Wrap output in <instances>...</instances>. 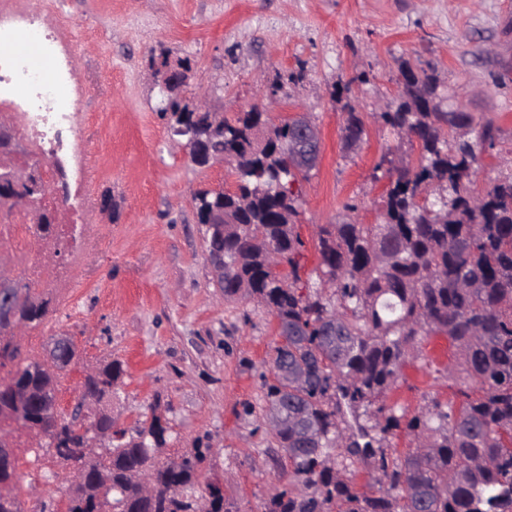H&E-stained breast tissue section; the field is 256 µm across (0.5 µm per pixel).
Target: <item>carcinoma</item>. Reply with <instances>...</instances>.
<instances>
[{"label":"carcinoma","mask_w":512,"mask_h":512,"mask_svg":"<svg viewBox=\"0 0 512 512\" xmlns=\"http://www.w3.org/2000/svg\"><path fill=\"white\" fill-rule=\"evenodd\" d=\"M403 86L375 116L400 140L417 144V163L383 157L388 179L382 221L350 220L316 232L317 265L300 275L305 242L295 217L294 183L275 143L287 130L254 106L213 126L173 97L174 125L188 123L207 150L224 155L235 189L196 197L210 261L224 264V299L253 298L277 320L272 364L288 362V380L266 384L270 443L288 461L287 486L264 512H512V160L493 186L474 188L481 156L497 127L469 112L440 108L436 76L402 70ZM344 146L355 147L364 113L344 105ZM241 213L237 224H208L215 210ZM19 318L37 327L50 300L24 286ZM421 336H444L457 357L447 367L453 397L411 419L385 405L404 366L419 357ZM78 349L38 362L11 343L0 322V369L21 394L0 389V424L27 431L39 450L74 466L68 512H238L220 485L200 482L210 452L195 448L160 458L168 428L157 416L128 435L108 405L123 384V364L104 360L87 373L70 417L56 407L61 373ZM97 428L107 445L85 460L78 426ZM404 429L409 446L388 453V435ZM18 460L0 443V488L13 487ZM360 468L375 475L361 490Z\"/></svg>","instance_id":"cac0c4a2"}]
</instances>
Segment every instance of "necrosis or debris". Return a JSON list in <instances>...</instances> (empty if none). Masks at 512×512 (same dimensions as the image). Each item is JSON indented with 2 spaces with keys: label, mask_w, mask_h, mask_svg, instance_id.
<instances>
[{
  "label": "necrosis or debris",
  "mask_w": 512,
  "mask_h": 512,
  "mask_svg": "<svg viewBox=\"0 0 512 512\" xmlns=\"http://www.w3.org/2000/svg\"><path fill=\"white\" fill-rule=\"evenodd\" d=\"M75 52L38 12L19 0H0V127H8L20 147L0 153V163L33 172L45 187L32 206L0 205V261L11 259L25 280L41 288L77 287L75 258L100 245L75 133L84 88ZM40 154L52 155V164L36 165ZM36 209L54 217L48 253L35 248Z\"/></svg>",
  "instance_id": "necrosis-or-debris-1"
}]
</instances>
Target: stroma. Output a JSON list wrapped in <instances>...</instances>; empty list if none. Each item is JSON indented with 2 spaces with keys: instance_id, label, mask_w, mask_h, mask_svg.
I'll return each mask as SVG.
<instances>
[{
  "instance_id": "1",
  "label": "stroma",
  "mask_w": 512,
  "mask_h": 512,
  "mask_svg": "<svg viewBox=\"0 0 512 512\" xmlns=\"http://www.w3.org/2000/svg\"><path fill=\"white\" fill-rule=\"evenodd\" d=\"M46 23L63 24L77 42L85 74L77 134L86 149L99 248L78 269L81 288L51 304L28 330L26 352L40 355L50 336L74 337L79 360L63 375L57 407L70 413L85 368L106 357L126 365L110 411L131 430L159 416L169 427L168 455L209 449L202 476L219 481L237 512H261L286 482L262 420L276 321L247 296L225 300L196 216L202 189H233L227 163L193 164L185 140L158 110L150 58L168 50L189 58V92L205 90L214 111L231 117L266 104L308 114L322 135L318 166L297 182L303 263L313 269L317 225L381 220L386 181H374L385 153L417 160L419 151L390 134L372 109L399 94L402 62L434 67L444 109L493 121L499 136L475 175L490 188L512 157V0H27ZM366 112L362 140L342 142L343 106ZM423 355L388 395L413 415L431 398L447 400L454 350L427 336ZM71 466L18 459L17 493L26 512L50 501L64 512Z\"/></svg>"
}]
</instances>
